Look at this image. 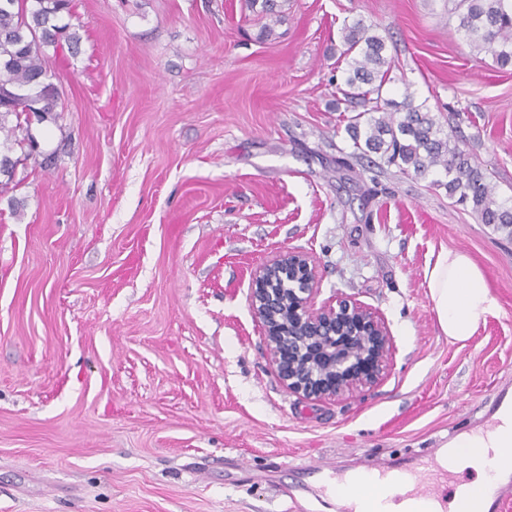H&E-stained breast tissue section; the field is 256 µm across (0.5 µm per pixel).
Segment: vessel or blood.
Masks as SVG:
<instances>
[{"mask_svg":"<svg viewBox=\"0 0 512 512\" xmlns=\"http://www.w3.org/2000/svg\"><path fill=\"white\" fill-rule=\"evenodd\" d=\"M439 458V452L423 448L398 471H391L378 463L358 465L354 471L379 488L396 484L398 491L392 500L405 503V512H430L431 504H446L449 496L463 491L462 481L443 466ZM298 475L304 486L316 487L322 496L334 501L336 512H354L348 503V487L337 471L319 463H310L301 467ZM511 501L512 492L501 484L494 489L491 500L474 495L471 512H485L489 507L494 512H502L505 504Z\"/></svg>","mask_w":512,"mask_h":512,"instance_id":"b4317fda","label":"vessel or blood"}]
</instances>
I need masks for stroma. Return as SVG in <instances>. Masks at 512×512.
I'll list each match as a JSON object with an SVG mask.
<instances>
[{
  "instance_id": "stroma-1",
  "label": "stroma",
  "mask_w": 512,
  "mask_h": 512,
  "mask_svg": "<svg viewBox=\"0 0 512 512\" xmlns=\"http://www.w3.org/2000/svg\"><path fill=\"white\" fill-rule=\"evenodd\" d=\"M50 55L58 123L0 195V512H329L295 465L393 463L512 391V242L433 176L350 155L343 26L386 39L412 93L512 203V65L454 0H290L260 42L243 0H76ZM314 259L318 302L379 312L388 373L333 400L272 372L256 267ZM467 252L499 305L449 342L426 272Z\"/></svg>"
}]
</instances>
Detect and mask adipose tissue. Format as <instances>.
<instances>
[{
	"instance_id": "obj_1",
	"label": "adipose tissue",
	"mask_w": 512,
	"mask_h": 512,
	"mask_svg": "<svg viewBox=\"0 0 512 512\" xmlns=\"http://www.w3.org/2000/svg\"><path fill=\"white\" fill-rule=\"evenodd\" d=\"M428 288L440 329L452 342H464L474 336L493 315L498 304L487 285L482 269L465 252H442L428 275ZM499 426L486 435H461L452 440L449 469L475 471L471 482L483 490L493 480L502 462L512 461V401H504L498 410ZM488 449L483 461H476L474 449Z\"/></svg>"
}]
</instances>
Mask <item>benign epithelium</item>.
I'll use <instances>...</instances> for the list:
<instances>
[{
  "mask_svg": "<svg viewBox=\"0 0 512 512\" xmlns=\"http://www.w3.org/2000/svg\"><path fill=\"white\" fill-rule=\"evenodd\" d=\"M318 292L313 259L304 251L281 252L252 274L250 307L279 381L319 400L377 383L391 356L384 318L343 294L318 307Z\"/></svg>",
  "mask_w": 512,
  "mask_h": 512,
  "instance_id": "obj_1",
  "label": "benign epithelium"
}]
</instances>
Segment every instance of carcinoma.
Here are the masks:
<instances>
[{
    "label": "carcinoma",
    "mask_w": 512,
    "mask_h": 512,
    "mask_svg": "<svg viewBox=\"0 0 512 512\" xmlns=\"http://www.w3.org/2000/svg\"><path fill=\"white\" fill-rule=\"evenodd\" d=\"M258 12L260 35L269 38L285 19L288 0H244ZM459 27L477 53L496 64L512 65V0H460ZM74 15L73 0H0V193L12 183L18 160L14 147L31 145L32 123L54 122L60 95L48 81L46 49L66 46L78 52L79 36L57 24ZM347 58L346 100L361 99L370 108L350 117L347 131L353 154H376L404 173L425 177L441 170L448 197L471 209L477 220L512 240V205L498 200L491 174L443 133L434 115L407 92L401 102L382 98L390 81L385 39L359 22L344 28Z\"/></svg>",
    "instance_id": "obj_1"
}]
</instances>
